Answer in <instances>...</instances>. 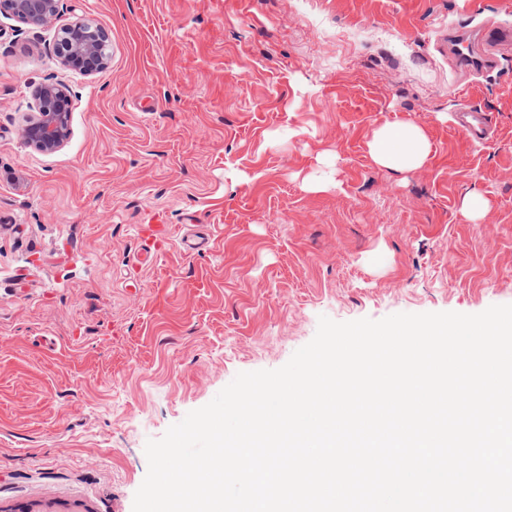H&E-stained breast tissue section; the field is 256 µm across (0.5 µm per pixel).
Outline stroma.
Listing matches in <instances>:
<instances>
[{
	"label": "stroma",
	"instance_id": "obj_1",
	"mask_svg": "<svg viewBox=\"0 0 512 512\" xmlns=\"http://www.w3.org/2000/svg\"><path fill=\"white\" fill-rule=\"evenodd\" d=\"M89 20L107 68L60 66ZM512 0H61L0 15V512H133L145 445L241 372L337 322L512 304V52L459 68L449 32ZM358 34L352 45L344 36ZM71 91L62 145L26 143L35 88ZM495 134L467 139L463 103ZM421 125L422 168L377 167ZM475 192L481 215L462 210ZM161 214L146 258L135 227ZM212 235L184 255L183 233ZM60 0H1L0 14L27 25L47 26L59 14ZM373 162L396 173L420 169L430 153V143L423 128L407 121L398 127L382 125L373 131L368 142Z\"/></svg>",
	"mask_w": 512,
	"mask_h": 512
}]
</instances>
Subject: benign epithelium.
I'll return each mask as SVG.
<instances>
[{"mask_svg":"<svg viewBox=\"0 0 512 512\" xmlns=\"http://www.w3.org/2000/svg\"><path fill=\"white\" fill-rule=\"evenodd\" d=\"M60 0H0V14L23 24L47 26L59 14ZM108 33L90 21H81L62 29L56 42L61 65L82 76L99 73L108 62ZM36 117L23 129L26 142L39 150H56L67 136L71 95L61 82H46L35 92Z\"/></svg>","mask_w":512,"mask_h":512,"instance_id":"obj_1","label":"benign epithelium"}]
</instances>
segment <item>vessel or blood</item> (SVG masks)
I'll use <instances>...</instances> for the list:
<instances>
[{
    "label": "vessel or blood",
    "mask_w": 512,
    "mask_h": 512,
    "mask_svg": "<svg viewBox=\"0 0 512 512\" xmlns=\"http://www.w3.org/2000/svg\"><path fill=\"white\" fill-rule=\"evenodd\" d=\"M448 45L460 67L488 71L495 68L504 50L512 48V28L492 26L469 35L452 32L448 35ZM456 124L476 142L486 141L493 135L486 115L469 105L461 107Z\"/></svg>",
    "instance_id": "vessel-or-blood-1"
}]
</instances>
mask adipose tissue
I'll return each instance as SVG.
<instances>
[{
  "label": "adipose tissue",
  "instance_id": "obj_1",
  "mask_svg": "<svg viewBox=\"0 0 512 512\" xmlns=\"http://www.w3.org/2000/svg\"><path fill=\"white\" fill-rule=\"evenodd\" d=\"M368 148L378 167L396 173L420 169L430 153V143L425 131L412 121L397 127L383 125L376 128Z\"/></svg>",
  "mask_w": 512,
  "mask_h": 512
}]
</instances>
